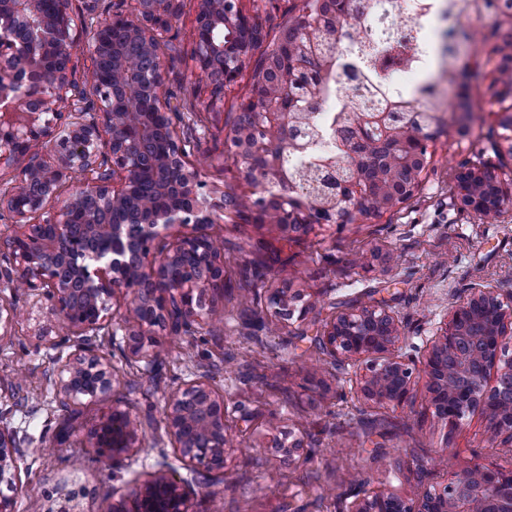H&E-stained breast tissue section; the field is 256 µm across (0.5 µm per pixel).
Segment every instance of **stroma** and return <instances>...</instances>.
Listing matches in <instances>:
<instances>
[{
	"label": "stroma",
	"mask_w": 512,
	"mask_h": 512,
	"mask_svg": "<svg viewBox=\"0 0 512 512\" xmlns=\"http://www.w3.org/2000/svg\"><path fill=\"white\" fill-rule=\"evenodd\" d=\"M194 17H180L178 39L159 55L180 125L194 129L191 160L201 180L215 196L235 197L206 229L224 240V286L205 296L204 328L164 336L152 365L125 355L123 338H102L99 351L112 364L110 397L63 409L53 370L70 349L57 344L59 317L40 292L0 280V304L18 308L0 338V412L30 449L16 485L2 483L0 493L14 497L15 512H29L31 500L55 495L72 477L83 490L82 512L119 504L128 510L133 491L165 472L191 486L190 512H347L353 494L389 490L413 499L475 462L512 471V446L488 442L483 417L468 416L454 429L436 417L423 369L415 371L409 407L368 404L358 392L363 362L327 363L315 341L334 314L381 306L399 321L403 352L419 360L472 284L512 293V219L483 222L461 208L453 187L457 170L479 158L499 166L506 148L488 79L469 87L466 125H450L429 144L411 198L381 215L291 238L276 225L253 223L260 191L245 181L227 138L226 115L248 96L252 71L214 96L191 60ZM286 283L298 295L294 307L312 310L283 327L269 297ZM248 291L257 299L247 306ZM199 374L224 397V470L208 476L183 465L165 423L170 394ZM115 409L140 423L138 453L117 462L97 454L92 435ZM275 437L303 439L304 450L282 462ZM78 457L81 471L70 475Z\"/></svg>",
	"instance_id": "1"
}]
</instances>
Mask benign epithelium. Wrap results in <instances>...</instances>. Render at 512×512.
Returning <instances> with one entry per match:
<instances>
[{
	"instance_id": "obj_1",
	"label": "benign epithelium",
	"mask_w": 512,
	"mask_h": 512,
	"mask_svg": "<svg viewBox=\"0 0 512 512\" xmlns=\"http://www.w3.org/2000/svg\"><path fill=\"white\" fill-rule=\"evenodd\" d=\"M48 15L41 0H0V214L12 223L0 245L11 259L0 277H22L25 290L39 291L52 303L71 335L61 339L74 347L72 357L56 371L54 386L59 404L94 399L112 388V365L99 354L100 334L116 335L107 318L108 302L120 293L126 299L125 318L140 311L138 331L125 335L134 358L148 359L158 336L196 328L202 319L199 295L222 281L223 257L207 247L200 229L213 224L224 200L202 191L197 168L185 161L187 152L180 129L167 128L164 146L152 164L166 192L174 188L191 200L190 209L161 204L143 220L128 211L137 186L139 162L133 147L144 148L151 138L145 125L132 126L127 113L143 96L160 112L170 110L164 88V64L156 46L180 17L184 0H115L101 18L89 10L78 14L72 0H56ZM243 17L238 0H198L193 58L200 74L220 86L233 82L253 49L224 35ZM140 44L148 63L135 72L126 70L113 32ZM112 63L126 73L116 88L110 82L81 84L74 58L95 65L104 50ZM292 75L288 69L273 84L259 82L247 103L254 105L260 127L288 130L289 113L282 108ZM123 95L127 111L116 109ZM390 134L384 114L368 119L360 136L371 141ZM236 161L252 156L265 159L271 182L263 189L269 200L292 212L280 228L306 233L316 224H333L336 217L315 216L304 205H289L288 191L278 184L281 163L272 147L236 131ZM498 188V216L507 214L512 199V177L503 178L484 168L459 172L457 196L474 211L479 188L486 182ZM74 184L64 197L62 188ZM356 197L372 196L376 189L351 182L331 191ZM89 197L97 209L83 211ZM172 239L165 252L153 251L156 241ZM200 250L195 269L174 280L171 270L184 251ZM290 288L271 297L276 316L288 326ZM512 294L505 296L491 284H477L452 306L449 320L431 341L425 374L427 399L435 414L450 428L470 414L488 422L489 440L512 443ZM396 316L376 306H363L334 315L316 342L337 360H365L359 390L363 399L394 409L412 401L413 360L399 352ZM167 434L181 461L198 472L224 470V397L206 377L191 379L178 388L165 407ZM138 422L128 412L114 410L94 431L96 447L112 452V459L137 451ZM25 456L16 431L0 425V483H14L18 461ZM79 492L69 490L53 508L40 503L38 512H75ZM188 484L165 473L153 475L134 494V512H188ZM349 512H512V473L474 463L448 479L440 488L425 491L414 500L392 492L357 497Z\"/></svg>"
}]
</instances>
